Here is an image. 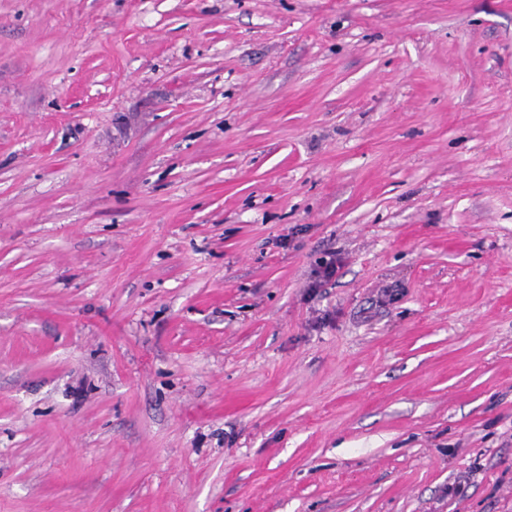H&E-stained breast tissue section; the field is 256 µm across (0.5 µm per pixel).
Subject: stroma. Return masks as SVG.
<instances>
[{
	"label": "stroma",
	"instance_id": "35a3bbf8",
	"mask_svg": "<svg viewBox=\"0 0 512 512\" xmlns=\"http://www.w3.org/2000/svg\"><path fill=\"white\" fill-rule=\"evenodd\" d=\"M0 512H512V0H0ZM341 265L342 258L336 252L328 254L320 260L311 272V278L307 286L308 294L312 296L316 294L319 288L334 282Z\"/></svg>",
	"mask_w": 512,
	"mask_h": 512
}]
</instances>
